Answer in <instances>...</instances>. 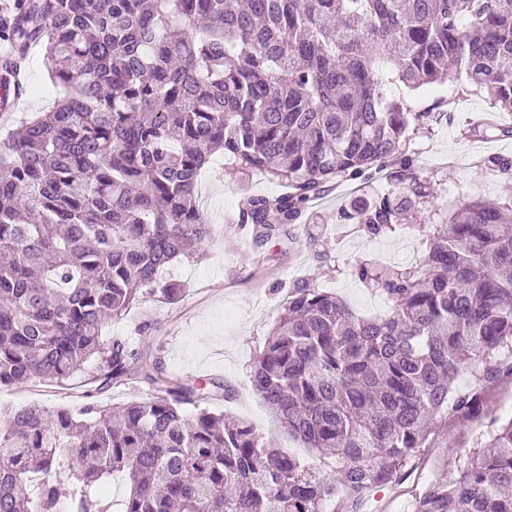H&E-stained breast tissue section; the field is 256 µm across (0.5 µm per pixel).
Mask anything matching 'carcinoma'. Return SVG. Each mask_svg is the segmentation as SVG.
<instances>
[{
  "label": "carcinoma",
  "instance_id": "obj_1",
  "mask_svg": "<svg viewBox=\"0 0 512 512\" xmlns=\"http://www.w3.org/2000/svg\"><path fill=\"white\" fill-rule=\"evenodd\" d=\"M6 32L20 56L42 48L58 99L0 138V386L89 366L98 392L138 379L148 393L1 419L0 512H109L99 486L117 473L122 512H336L342 492L399 483L439 421L485 416L483 393L457 381L512 378L507 204L462 202L416 265L357 264L390 301L383 317L307 283L288 291L252 386L330 474L102 330L147 294H184L159 272L213 240L197 185L218 151L286 188L241 201L254 252L296 242L326 188L389 162L399 173L339 222L377 236L435 209L407 177V145L447 112L386 87L463 79L512 112V0H22ZM482 437L411 512H512V415Z\"/></svg>",
  "mask_w": 512,
  "mask_h": 512
}]
</instances>
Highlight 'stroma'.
<instances>
[{"label": "stroma", "mask_w": 512, "mask_h": 512, "mask_svg": "<svg viewBox=\"0 0 512 512\" xmlns=\"http://www.w3.org/2000/svg\"><path fill=\"white\" fill-rule=\"evenodd\" d=\"M33 87L10 125L0 124V136L10 126L52 110L57 97L44 67L40 49H32L25 60ZM395 96L406 97L414 111L432 107L446 110L447 122L430 136H417L409 144L414 159L412 172L430 182L437 205L456 208L471 199L512 201L508 185L512 170L500 161L512 162V113L503 114L506 131L483 136L475 122L492 107L484 94L466 82L406 92L391 86ZM199 203L214 226V240L202 257L174 262L162 271L164 278L184 283L183 297L173 303L148 296L120 319L109 322L104 337H130L134 348L160 358L168 382L224 384L227 396L211 403L216 412L244 419L259 434L286 451L305 459L314 453L289 436L274 412L252 387V369L260 355L273 320L294 282L336 293L357 314L366 317L387 313L385 296L367 288L354 275L358 260L382 254L400 259L408 253L422 255L426 247L424 226L435 223L430 214L420 217V227L401 225L395 232L379 236L373 249H364L365 234L358 225L341 224L338 210L359 188L358 182L336 183L324 198L312 203L301 239L293 248L271 241L262 253H248L252 227L235 221L240 200L247 195H277L284 188L260 173L242 171L224 154L212 155L199 181ZM89 388L77 379L65 384L36 380L10 387L0 386V410L15 411L30 405L77 406ZM478 426L451 421L439 428L431 447L413 460L402 484L382 487L366 494L359 512H410L413 492L437 478L458 474L466 449L476 444Z\"/></svg>", "instance_id": "stroma-1"}]
</instances>
